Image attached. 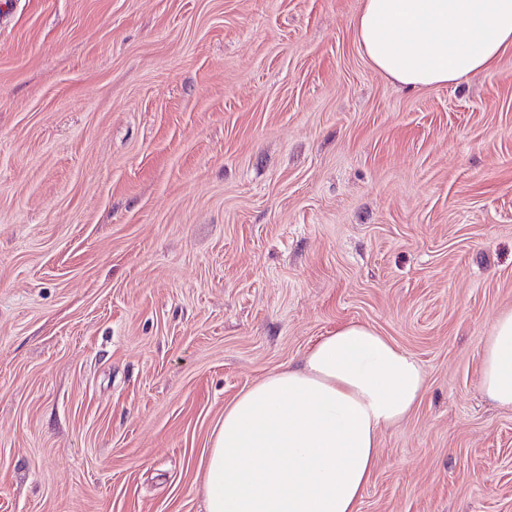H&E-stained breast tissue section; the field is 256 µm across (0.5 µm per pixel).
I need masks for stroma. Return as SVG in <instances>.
Segmentation results:
<instances>
[{"mask_svg":"<svg viewBox=\"0 0 512 512\" xmlns=\"http://www.w3.org/2000/svg\"><path fill=\"white\" fill-rule=\"evenodd\" d=\"M362 0H0V512H205L224 408L363 323L422 400L359 512H512V48L375 70ZM480 388L498 406L512 409V310L499 314L487 336Z\"/></svg>","mask_w":512,"mask_h":512,"instance_id":"1","label":"stroma"}]
</instances>
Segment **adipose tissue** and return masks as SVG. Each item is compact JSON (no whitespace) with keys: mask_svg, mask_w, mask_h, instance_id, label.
<instances>
[{"mask_svg":"<svg viewBox=\"0 0 512 512\" xmlns=\"http://www.w3.org/2000/svg\"><path fill=\"white\" fill-rule=\"evenodd\" d=\"M354 27L386 77L447 85L512 47V0H362ZM480 388L512 409V310L486 339ZM425 389L413 355L368 325L339 327L225 407L203 463L207 512H357L380 431L405 419Z\"/></svg>","mask_w":512,"mask_h":512,"instance_id":"adipose-tissue-1","label":"adipose tissue"}]
</instances>
